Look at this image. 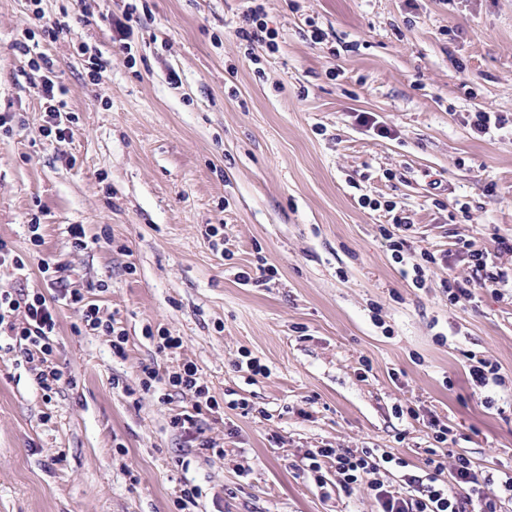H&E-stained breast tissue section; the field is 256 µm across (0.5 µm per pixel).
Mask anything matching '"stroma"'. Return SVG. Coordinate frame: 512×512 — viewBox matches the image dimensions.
Here are the masks:
<instances>
[{"instance_id": "1", "label": "stroma", "mask_w": 512, "mask_h": 512, "mask_svg": "<svg viewBox=\"0 0 512 512\" xmlns=\"http://www.w3.org/2000/svg\"><path fill=\"white\" fill-rule=\"evenodd\" d=\"M130 4L126 52L111 20ZM257 4L277 49L238 36ZM29 5L0 0V237L26 257V288L56 299L39 271L54 263L127 343L114 354L59 303L50 397L39 362L0 350V512H377L332 467L317 487L301 458L376 448L422 477L433 420L487 473L512 468V290L484 287L456 246L512 268L494 242L512 237V125L470 128L481 109L512 115V0H41L37 27ZM63 18L70 33L46 38ZM43 57L65 89L63 142L46 133ZM365 195L410 216L409 255L439 257L424 287ZM451 276L474 303L450 305ZM161 330L180 348L159 349ZM471 352L502 384L471 385ZM187 361L220 405L200 424L223 458L172 428L190 397L139 389L143 367ZM242 398L250 411L229 408ZM186 482L201 495L184 508Z\"/></svg>"}]
</instances>
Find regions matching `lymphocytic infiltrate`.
I'll use <instances>...</instances> for the list:
<instances>
[{
	"mask_svg": "<svg viewBox=\"0 0 512 512\" xmlns=\"http://www.w3.org/2000/svg\"><path fill=\"white\" fill-rule=\"evenodd\" d=\"M62 299L83 307V323L86 330L111 339L112 351L123 354L126 336L117 331L113 320H102L96 305L84 304L78 290H66ZM55 307L41 293L24 287L0 288V334L9 336L21 347L28 361L43 362L37 381L46 393L56 391L62 374L47 362L56 350L54 336L57 330ZM170 387L180 394L189 396L191 410L176 414L171 424L191 435L199 447L210 448V441L203 439L198 418L203 411H214L218 401L211 395L208 385L190 362L184 363L179 371L160 377L150 367L143 368L141 387L144 392L161 393L163 387ZM432 448L427 451L426 464L430 469L427 480L411 475L406 479V491L388 489L379 477L381 464L397 468L406 467L405 459L389 454H377L372 448H315L310 450L303 463L304 472L310 473L315 482H322V470L326 464H333L341 486L346 491L367 490L377 502L380 512H498L499 501H512V474L502 473L499 480L478 469L465 454L451 453L449 447L455 438L448 426L430 423ZM449 473L452 483H439L442 473ZM498 484V498L486 496L485 489L490 482Z\"/></svg>",
	"mask_w": 512,
	"mask_h": 512,
	"instance_id": "obj_1",
	"label": "lymphocytic infiltrate"
}]
</instances>
